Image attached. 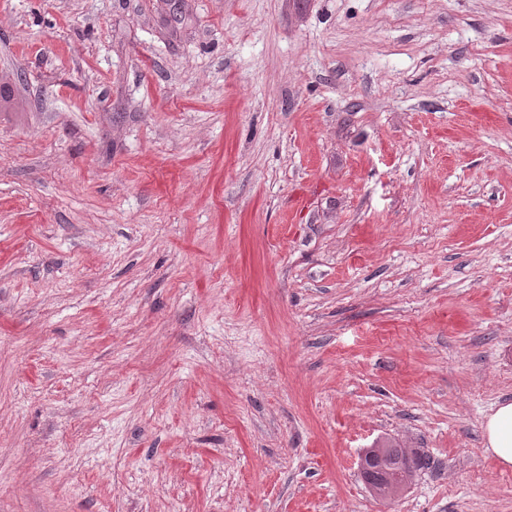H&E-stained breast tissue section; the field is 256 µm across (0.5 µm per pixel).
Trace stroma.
Instances as JSON below:
<instances>
[{
	"label": "stroma",
	"mask_w": 512,
	"mask_h": 512,
	"mask_svg": "<svg viewBox=\"0 0 512 512\" xmlns=\"http://www.w3.org/2000/svg\"><path fill=\"white\" fill-rule=\"evenodd\" d=\"M180 4L0 0V512H512V0ZM486 449L498 465L512 468V401L504 400L487 417L483 427ZM379 448H392L391 451H387L386 456L382 460V463H374L372 465V468L375 469V472L377 473H385V470H392V474L396 476L399 480L403 479V468H408V464L412 463L413 468L422 469L429 465V461L426 458L424 454H420L418 452H411L409 453L404 446L398 444V443H392V442H386L384 444H381L378 446V448H367L360 459V468L363 473L365 474L367 470V464H366V453L368 451L367 456L369 458L373 457L374 454L379 453ZM398 448L400 450H398ZM401 452V454H400ZM408 455V457H406ZM407 480H402L401 485L399 487V490L402 489V487L406 484ZM397 491V493L399 492ZM396 493V494H397ZM395 494V495H396Z\"/></svg>",
	"instance_id": "stroma-1"
}]
</instances>
